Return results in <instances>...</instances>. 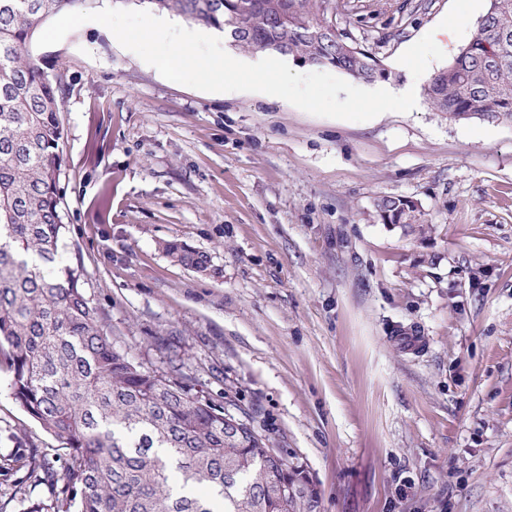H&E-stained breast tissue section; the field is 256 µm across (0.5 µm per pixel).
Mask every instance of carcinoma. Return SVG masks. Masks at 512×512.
I'll list each match as a JSON object with an SVG mask.
<instances>
[{
	"instance_id": "1",
	"label": "carcinoma",
	"mask_w": 512,
	"mask_h": 512,
	"mask_svg": "<svg viewBox=\"0 0 512 512\" xmlns=\"http://www.w3.org/2000/svg\"><path fill=\"white\" fill-rule=\"evenodd\" d=\"M90 0H0V369L16 405L62 443L56 469L38 448L0 458V476L25 469L57 512H315L317 501L256 430L229 437L224 412L181 378L116 348L85 292L80 257L64 260L63 125L58 84L28 45L51 16ZM471 40L430 79L434 111L451 121L512 123V0H487ZM215 28L247 52L282 42L298 62L360 81L384 77L368 50L340 53L336 0H136ZM381 223L425 232L405 196L375 204ZM165 251L195 269L207 257L177 242ZM204 492H199V489Z\"/></svg>"
}]
</instances>
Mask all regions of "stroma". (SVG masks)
<instances>
[{"mask_svg":"<svg viewBox=\"0 0 512 512\" xmlns=\"http://www.w3.org/2000/svg\"><path fill=\"white\" fill-rule=\"evenodd\" d=\"M354 3L340 28L400 87L399 56L448 21L453 58L487 0ZM30 54L61 83L66 243L118 349L246 410L316 512H512V123L203 92L96 22ZM385 196L431 231L376 221ZM22 429L57 462L0 371V456ZM34 502L53 512L44 486L0 479L6 512ZM165 251L178 262L193 267L195 269H205L207 267V257L200 252L192 250L185 245L177 242H168L164 247Z\"/></svg>","mask_w":512,"mask_h":512,"instance_id":"35a3bbf8","label":"stroma"}]
</instances>
